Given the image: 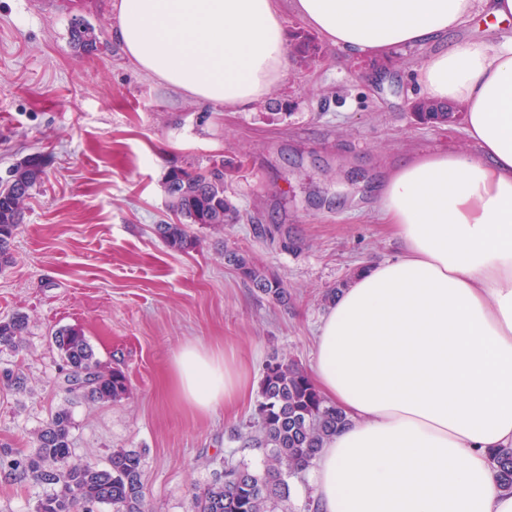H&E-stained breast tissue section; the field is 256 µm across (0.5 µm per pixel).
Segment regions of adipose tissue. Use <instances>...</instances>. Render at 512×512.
Instances as JSON below:
<instances>
[{
    "label": "adipose tissue",
    "mask_w": 512,
    "mask_h": 512,
    "mask_svg": "<svg viewBox=\"0 0 512 512\" xmlns=\"http://www.w3.org/2000/svg\"><path fill=\"white\" fill-rule=\"evenodd\" d=\"M352 58L428 53L425 99L462 106L468 151L407 157L376 208L396 257L360 267L316 338L311 377L348 419L310 472L319 512H512L490 464L512 447V0H114L112 37L148 76L244 112L284 79L283 9ZM497 40H450L474 14ZM180 401H245L234 352L182 346Z\"/></svg>",
    "instance_id": "1"
}]
</instances>
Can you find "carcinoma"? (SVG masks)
I'll return each mask as SVG.
<instances>
[{
  "label": "carcinoma",
  "mask_w": 512,
  "mask_h": 512,
  "mask_svg": "<svg viewBox=\"0 0 512 512\" xmlns=\"http://www.w3.org/2000/svg\"><path fill=\"white\" fill-rule=\"evenodd\" d=\"M71 40L85 52L98 50L94 29L81 20L72 25ZM413 111L424 123L440 124L447 117L442 107L425 100L417 101ZM42 175V161L34 156L0 187V269L11 260L25 201ZM164 191L177 223L158 224L155 231L174 250L185 251L195 245L190 232L193 224L222 229L239 220L238 210L225 195L222 164L173 167L166 175ZM224 256L244 282L270 301L288 304V289L247 254L227 250ZM27 326V317L19 313L1 319L0 346L16 348ZM53 345L68 366L64 383L89 376V385L76 391L69 388L68 393L97 403L114 402L129 394L124 373L96 356L81 329H58ZM346 422L345 414L316 390L304 367L293 360L271 357L259 381L254 429L235 435L242 447L265 450L264 467L225 461L224 475L192 494L191 512H288L289 480L306 472L324 442ZM72 428L69 410L60 408L35 433L34 452H6L0 457L1 470L19 479L31 477L51 488L37 502L36 512H77L81 505L95 504L108 505L112 512H148L143 454L119 448L112 451L104 468L76 463L72 461ZM492 460L501 486L511 492L512 447L493 450Z\"/></svg>",
  "instance_id": "carcinoma-1"
}]
</instances>
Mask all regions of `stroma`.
I'll return each mask as SVG.
<instances>
[{
	"label": "stroma",
	"instance_id": "1",
	"mask_svg": "<svg viewBox=\"0 0 512 512\" xmlns=\"http://www.w3.org/2000/svg\"><path fill=\"white\" fill-rule=\"evenodd\" d=\"M100 40L87 55L70 42L74 19ZM112 0H0V184L30 157L45 175L24 205L0 271V319L24 314L18 350L0 369L25 391L0 388V445L30 453L57 409L72 415L74 459L106 466L113 449L144 451L143 483L156 512H189L227 456L261 466L241 449L257 405L199 414L177 399L175 352L189 343L232 348L260 377L280 355L310 367L330 288L398 247L376 219L373 186L405 156L471 144L462 117L421 124L416 69L426 51L404 47L377 66L345 59L292 11L284 82L248 112H222L142 73L112 40ZM223 162L237 223L192 226L195 249L175 251L154 231L175 220L170 167ZM282 226L287 243L255 238ZM238 249L281 279L287 305L238 277L224 251ZM75 326L96 356L120 368L129 395L105 404L70 394L53 333ZM47 492L0 473V512H34Z\"/></svg>",
	"mask_w": 512,
	"mask_h": 512
}]
</instances>
